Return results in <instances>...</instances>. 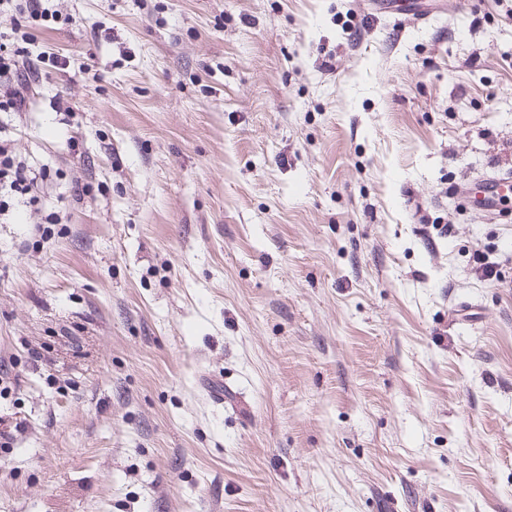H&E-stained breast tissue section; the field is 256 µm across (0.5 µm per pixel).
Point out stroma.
<instances>
[{
    "label": "stroma",
    "instance_id": "35a3bbf8",
    "mask_svg": "<svg viewBox=\"0 0 512 512\" xmlns=\"http://www.w3.org/2000/svg\"><path fill=\"white\" fill-rule=\"evenodd\" d=\"M425 2L11 34L0 512H512V201L456 193L512 174V0ZM49 176L45 168L33 169L18 159L13 140L0 136V212L10 207L5 195L30 206L40 204L43 184Z\"/></svg>",
    "mask_w": 512,
    "mask_h": 512
}]
</instances>
